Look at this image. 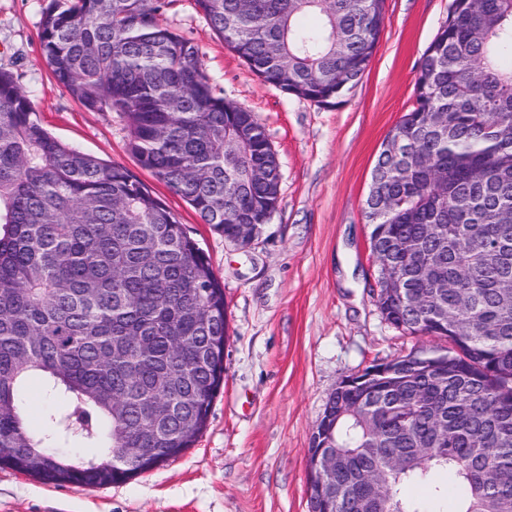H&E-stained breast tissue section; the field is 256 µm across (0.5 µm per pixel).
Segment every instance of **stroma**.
<instances>
[{"label": "stroma", "instance_id": "stroma-1", "mask_svg": "<svg viewBox=\"0 0 512 512\" xmlns=\"http://www.w3.org/2000/svg\"><path fill=\"white\" fill-rule=\"evenodd\" d=\"M47 0H0V68L29 92L62 143L123 166L177 215L224 286V384L195 445L124 483L78 490L0 469V512H309L307 450L346 376L446 340L403 332L377 304L364 214L381 144L414 101L418 62L452 0H386L385 28L359 84L326 108L265 84L210 29L194 0L163 25L193 40L225 98L253 112L281 167L280 204L248 246L225 241L127 147L124 119L89 112L51 78L39 21Z\"/></svg>", "mask_w": 512, "mask_h": 512}]
</instances>
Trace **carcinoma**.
I'll use <instances>...</instances> for the list:
<instances>
[{
	"label": "carcinoma",
	"instance_id": "carcinoma-1",
	"mask_svg": "<svg viewBox=\"0 0 512 512\" xmlns=\"http://www.w3.org/2000/svg\"><path fill=\"white\" fill-rule=\"evenodd\" d=\"M194 2L261 81L324 107L358 85L384 30L385 0ZM166 6L49 0L43 61L87 111L124 117L139 164L202 223L231 242L244 224L258 235L279 205L277 155L255 115L211 83L198 45L162 25ZM390 136L402 149L379 152L371 179L383 195L365 199V214L377 263L402 265L404 297L378 307L450 347L440 364L402 356L365 389L336 386L308 452H336L340 496L316 508L512 512V0H453ZM408 243L430 279L404 265ZM224 306L209 259L162 200L47 132L0 68V467L90 488L180 456L198 438L181 422L204 429L221 388ZM33 372L60 400L40 434L25 422ZM162 403L149 457L126 459ZM69 443L99 455L75 463L58 452ZM368 469L377 479L364 485ZM440 471L454 481L451 511L448 489L431 483Z\"/></svg>",
	"mask_w": 512,
	"mask_h": 512
}]
</instances>
